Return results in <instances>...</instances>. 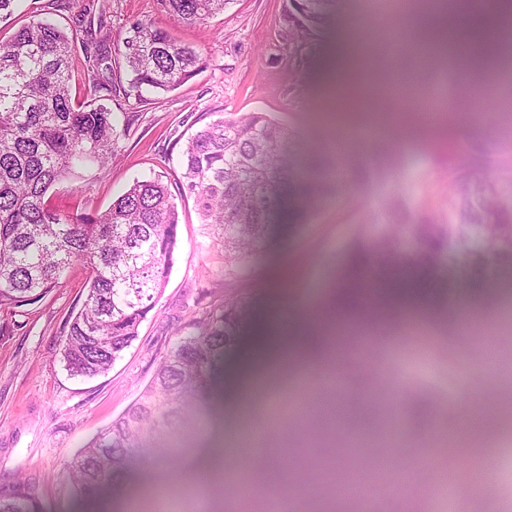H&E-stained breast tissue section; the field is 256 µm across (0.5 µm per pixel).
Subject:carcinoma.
I'll use <instances>...</instances> for the list:
<instances>
[{
    "instance_id": "1",
    "label": "carcinoma",
    "mask_w": 512,
    "mask_h": 512,
    "mask_svg": "<svg viewBox=\"0 0 512 512\" xmlns=\"http://www.w3.org/2000/svg\"><path fill=\"white\" fill-rule=\"evenodd\" d=\"M169 13L187 24L224 11L229 0H162ZM312 30L327 27L340 0H308ZM104 0H88L87 29L106 27ZM481 56L492 62L501 38L480 37ZM75 36L49 21H30L0 39V306L29 304L55 287L75 261L89 270L86 299L64 342L70 375L90 378L106 373L138 337V328L154 309L177 248L178 207L163 175L136 180L103 212L73 219L51 210L47 190L76 169L106 167L116 150L118 118L93 98L72 99L71 54ZM119 53L133 74L132 88L169 92L194 76L201 65L196 48L178 42L166 30L135 23L122 38ZM92 92L112 96V55L97 45L87 55ZM296 154L293 135L263 114L219 117L196 131L181 153L185 195L194 199L206 234L224 249V258L241 262L265 245L268 228L283 204L282 186L292 176ZM346 170L341 159L320 167L304 189L303 203L323 206ZM441 223L401 216L394 208L372 219L378 232L362 233L352 262L378 261L374 277L385 281L404 268L417 277L438 269H468L475 275L512 266V250L486 253L474 240L512 243V174L480 177L468 165L448 170V197ZM420 248L399 249L404 235ZM242 309L224 300V311L191 321L192 331L157 362L153 378L128 411L100 436L83 445L66 472L74 490L94 497L119 477L141 449L174 461L182 449L163 427L175 413L197 431L202 424L203 394L212 368L236 335ZM364 440L349 442L355 472L373 470L387 460L359 452ZM278 478L288 479L293 449L288 437L278 449ZM198 496L187 493L169 512H198ZM0 512H35L27 480L19 478Z\"/></svg>"
}]
</instances>
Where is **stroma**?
I'll return each instance as SVG.
<instances>
[{
  "label": "stroma",
  "instance_id": "35a3bbf8",
  "mask_svg": "<svg viewBox=\"0 0 512 512\" xmlns=\"http://www.w3.org/2000/svg\"><path fill=\"white\" fill-rule=\"evenodd\" d=\"M70 2L56 11L51 0H21L0 23V37L38 19L75 32L73 89L81 103L91 96L84 48L90 37L78 24L84 0ZM108 7V30L95 33V42L108 35L120 40L133 23H148L196 46L202 65L175 90L140 95L121 57L113 56L109 105L133 122L120 132L106 170L83 168L49 189L46 198L57 212L106 210L134 181L157 174L178 191L188 136L221 116L261 113L287 129L302 182L338 153L352 170L337 204L307 214L290 203L274 219L270 249L238 264L225 263L222 248L211 243L193 198L178 200V247L168 283L138 338L104 375L74 378L64 367L70 316L87 294L83 263L71 265L39 301L0 307V494L22 476L37 512H138L148 499L181 489L198 463L230 473L243 455L250 461V491L240 504L253 512L268 494L282 436L298 450L279 489L283 496L307 484L305 451L319 441L309 426L285 435L274 429L275 406L299 407L327 394L322 375L334 370L345 380L339 403L379 417L372 451L407 472L406 487L388 492L372 473L366 477L372 500L345 496L331 505L310 495L300 512H512V267L488 279L461 268L441 272L429 279L419 302L386 301L377 313H360L354 318L364 338L360 346L341 340V324L327 308L341 268L351 266L361 227L382 206L429 216L448 194L449 163L512 146V102L494 95L483 111H457V101L475 90L459 81L451 55L432 72L407 70L405 57H395L402 81L417 95L441 98L435 123L423 125L410 99L392 95L383 37L410 27L424 0H341L335 19L318 33L294 25L289 0H230L224 12L191 25L177 22L161 0H108ZM347 42L354 45V74L365 93L360 112L333 111L326 93L332 57ZM228 298L247 308L248 321L224 351L218 392L180 467L138 463L119 488L105 486L99 501L78 496L65 477L68 463L133 404L157 359L177 334L188 333L189 321L222 309ZM286 317L292 335L327 343L325 355L291 360L287 376L247 390L258 333ZM234 445L240 455L231 454ZM425 453L433 454L432 467L412 469L413 458ZM487 464L491 475L476 494L441 493L449 475L463 482Z\"/></svg>",
  "mask_w": 512,
  "mask_h": 512
}]
</instances>
